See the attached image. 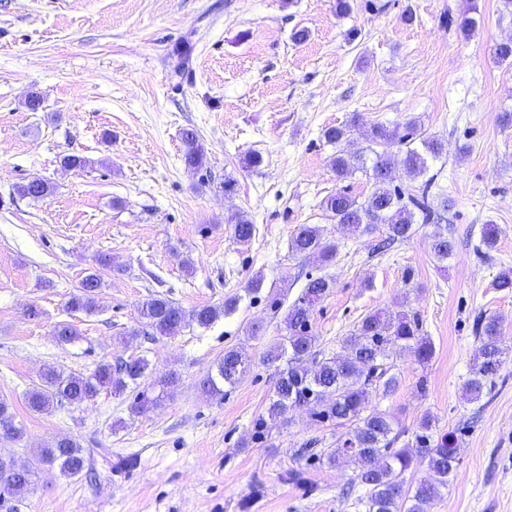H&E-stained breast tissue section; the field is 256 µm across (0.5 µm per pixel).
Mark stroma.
Listing matches in <instances>:
<instances>
[{
  "mask_svg": "<svg viewBox=\"0 0 512 512\" xmlns=\"http://www.w3.org/2000/svg\"><path fill=\"white\" fill-rule=\"evenodd\" d=\"M350 4L340 18L336 0H0V397L26 430L21 441L0 440V454L23 457L71 436L91 449L95 473L43 471L14 512H245V502L246 512H367L365 489L349 486L355 465L324 462L334 426L300 410L255 434L274 386L263 354L285 335L287 308L311 275L332 281L311 315L321 354L339 352L380 309L417 316L433 344L424 366L397 353L394 389L372 393L397 447L427 415L456 438L458 466L428 512H512V356L478 401L463 396L478 319L499 317L512 346V291L494 286L512 270V124L503 121L512 66L492 56L512 38V12L502 0ZM472 4L477 25L467 34L458 22ZM297 29L308 30L305 42L293 41ZM182 46L192 55L178 77L171 54ZM33 92L43 100L35 112L25 106ZM409 120L445 144L430 169L431 202L448 204L445 261L432 252L433 225H414L379 252L380 233H352L322 209L343 185L331 157L365 147L366 124ZM334 126L348 134L326 143ZM185 128L199 134L206 170L185 166ZM251 152L260 166L245 167ZM66 154L87 166L63 168ZM35 177L53 185L50 196L16 194ZM227 178L230 194L220 187ZM232 212L254 224L250 245L225 224ZM488 223L500 234L483 254L475 246ZM301 224L336 242L332 262L291 252ZM105 254L114 267L102 273L95 312L68 311ZM258 275L262 290L248 293ZM155 295L187 310L240 302L207 329L123 340ZM60 321L78 325L81 340L58 342ZM232 347L249 372L223 394H203L201 380ZM137 356L153 375H180L147 414L131 415L128 396L105 390L46 414L26 405L45 366L87 374L101 360ZM122 458L133 467L113 470Z\"/></svg>",
  "mask_w": 512,
  "mask_h": 512,
  "instance_id": "stroma-1",
  "label": "stroma"
}]
</instances>
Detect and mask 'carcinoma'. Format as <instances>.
I'll return each mask as SVG.
<instances>
[{
    "instance_id": "cac0c4a2",
    "label": "carcinoma",
    "mask_w": 512,
    "mask_h": 512,
    "mask_svg": "<svg viewBox=\"0 0 512 512\" xmlns=\"http://www.w3.org/2000/svg\"><path fill=\"white\" fill-rule=\"evenodd\" d=\"M183 162L199 170L205 164V152L198 133L192 128L181 132ZM398 141L406 145L402 164L406 173L416 179L430 169V162L441 157L445 145L441 139L422 138L417 123L407 121L387 126L373 123L366 130L369 146L331 159L336 179H350L362 172L371 181V191L364 200L347 190L327 196L322 208L330 220L355 233L382 231L384 239L378 247L410 237L413 225L441 224L445 217L429 202L433 178L421 187L402 188L393 184L394 161L372 148L374 144ZM22 197L40 200L53 192L46 180L35 178L17 186ZM232 226L234 238L249 245L255 236L254 224L243 214L234 213L225 219ZM290 248L295 254L318 256L327 263L337 253V245L324 239L323 230L308 224L298 225L291 235ZM432 249L440 261L448 259L453 242L448 229L437 228ZM102 286L101 274H86L79 293L70 297L67 308L73 312H93L95 295ZM331 288L324 277L309 280L305 294L293 304L284 319L286 336L267 348L263 361L276 370V380L267 408L268 420L261 425H276L286 419L289 411L306 408L320 421L338 425L352 423L355 429L336 440V449L328 456L329 463L350 459L357 465L354 482L367 491L368 512H426L427 506L448 487L458 457L455 437L450 432L434 431L433 418L426 415L414 435V442L395 448L393 427L389 416L371 407L372 389L381 385L388 392L396 386L390 374L388 359L399 350H410L423 365L433 356V345L421 334L419 318L406 313L374 312L366 315L341 343V352L333 357H318L316 336L312 332L311 310ZM240 296L232 295L224 303L203 305L185 310L170 299L156 295L143 302L140 316L154 332L174 336L186 327L207 328L220 317L232 314ZM53 334L61 342L81 338L78 326L69 321L54 326ZM480 346L472 375L463 385L464 396L477 401L487 385L493 382L509 349L504 344L502 321L489 317L478 329ZM250 370L248 358L235 348L224 350L216 370L201 381V388L210 395L222 392L221 386H235ZM150 363L144 357L100 361L89 374L65 373L48 366L39 382L25 392L28 408L45 413L54 406L80 405L97 397L101 391L135 393L130 413L145 414L161 405L168 387L175 385L179 375L170 371L153 384L143 385ZM24 429L14 422L12 402L0 399V438L19 440ZM420 456L427 459V476L412 490L404 487L401 475ZM87 463L85 450L71 437L51 440L32 454L22 458L0 456V500L19 496L30 490L39 473L55 467L69 476L81 475Z\"/></svg>"
}]
</instances>
